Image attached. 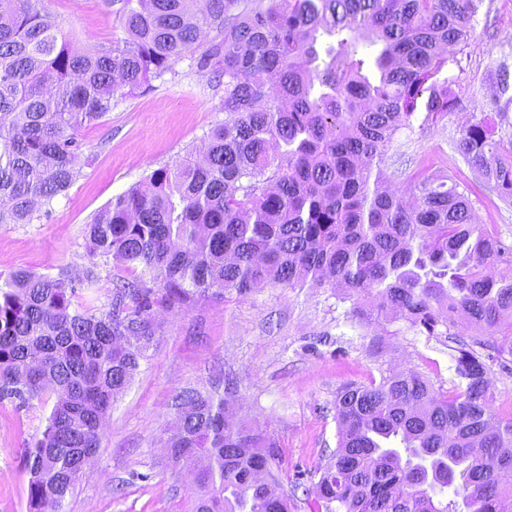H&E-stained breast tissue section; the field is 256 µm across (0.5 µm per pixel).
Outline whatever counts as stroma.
<instances>
[{
  "label": "stroma",
  "mask_w": 512,
  "mask_h": 512,
  "mask_svg": "<svg viewBox=\"0 0 512 512\" xmlns=\"http://www.w3.org/2000/svg\"><path fill=\"white\" fill-rule=\"evenodd\" d=\"M46 7L74 50L83 52L125 36L118 0H47ZM474 33L448 71L460 99L456 111L434 122L416 113L397 134L395 160L385 168L391 187L405 172L428 168L460 177L481 223L512 244V202L491 191L464 165L453 143L464 129L459 114L484 118L495 139L512 140V107L494 101L500 64L512 69V0H482ZM224 91L184 54L149 92L116 98L111 112L84 129L72 185L47 216L30 224H0V276L18 269L84 276L94 269L95 306L107 310L112 282L124 264L90 257L86 226L118 195L144 184L155 169L198 151L209 129L223 120ZM348 304L323 289L264 287L177 310H158L160 329L128 388L113 402L100 432V448L84 468L61 512H191L197 495L195 460L172 464L165 449L177 424L174 397L186 388L210 391L227 379V398L239 416L267 428L281 456L273 468L282 491L295 480L311 484L324 449L336 446V421L325 408L350 382L414 370L435 387L458 383L445 337L427 338L406 322L367 324L348 315ZM51 409L36 400H0V512H29L30 474L25 453L40 436Z\"/></svg>",
  "instance_id": "1"
}]
</instances>
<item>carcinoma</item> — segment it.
I'll use <instances>...</instances> for the list:
<instances>
[{"instance_id": "carcinoma-1", "label": "carcinoma", "mask_w": 512, "mask_h": 512, "mask_svg": "<svg viewBox=\"0 0 512 512\" xmlns=\"http://www.w3.org/2000/svg\"><path fill=\"white\" fill-rule=\"evenodd\" d=\"M45 0H0V224H30L77 176L81 130L203 48L224 86L203 158L156 169L87 225L91 257L140 269L109 309L96 280L20 269L0 282V397L54 398L25 462L30 512L60 507L115 398L174 308L258 286L328 288L365 322L403 320L448 339L461 390L419 372L351 383L331 410L336 448L314 473L311 512H512V413L497 414L482 351L512 357V247L481 224L451 177L381 189L396 134L417 112L459 105L445 76L480 0H121L127 38L73 50ZM512 198V141L486 120L454 144ZM174 463L201 453L193 512H289L274 437L232 412L220 387L175 397Z\"/></svg>"}]
</instances>
